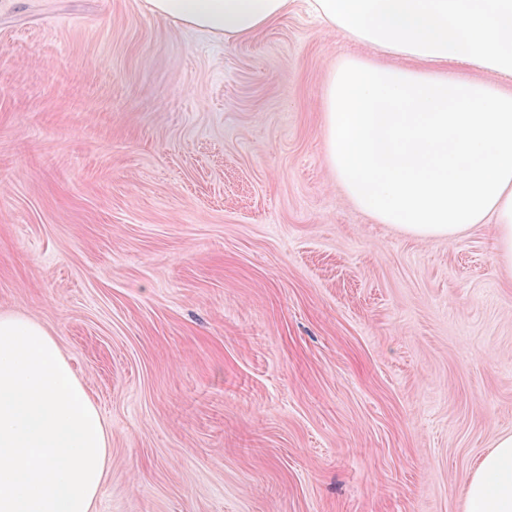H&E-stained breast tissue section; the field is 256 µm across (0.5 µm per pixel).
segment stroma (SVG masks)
<instances>
[{
    "instance_id": "35a3bbf8",
    "label": "stroma",
    "mask_w": 512,
    "mask_h": 512,
    "mask_svg": "<svg viewBox=\"0 0 512 512\" xmlns=\"http://www.w3.org/2000/svg\"><path fill=\"white\" fill-rule=\"evenodd\" d=\"M306 7L246 40L143 0H0V313L45 326L110 430L94 512H464L512 433L494 227L347 200Z\"/></svg>"
}]
</instances>
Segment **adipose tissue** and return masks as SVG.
I'll use <instances>...</instances> for the list:
<instances>
[{"instance_id": "adipose-tissue-1", "label": "adipose tissue", "mask_w": 512, "mask_h": 512, "mask_svg": "<svg viewBox=\"0 0 512 512\" xmlns=\"http://www.w3.org/2000/svg\"><path fill=\"white\" fill-rule=\"evenodd\" d=\"M329 27L379 53L343 60L321 98L328 162L379 224L422 237L496 228L512 269V91L455 77L468 63L512 77V0H308ZM295 0H145L227 40L287 16ZM110 433L54 336L0 314V512H93ZM466 512H512V434L469 479Z\"/></svg>"}]
</instances>
